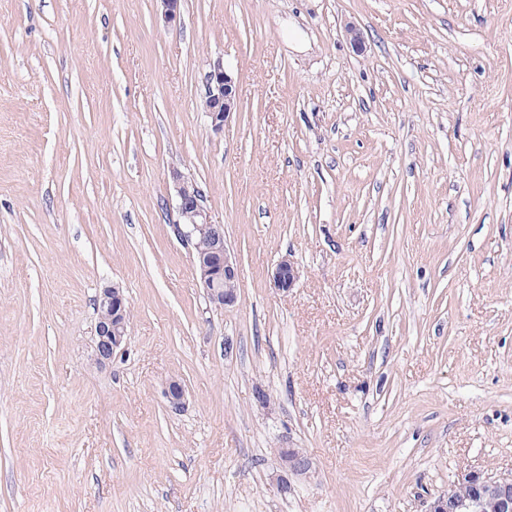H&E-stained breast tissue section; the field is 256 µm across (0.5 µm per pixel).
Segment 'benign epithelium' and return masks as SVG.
I'll return each instance as SVG.
<instances>
[{"label": "benign epithelium", "instance_id": "obj_1", "mask_svg": "<svg viewBox=\"0 0 512 512\" xmlns=\"http://www.w3.org/2000/svg\"><path fill=\"white\" fill-rule=\"evenodd\" d=\"M238 92L234 79L224 70L223 62L216 61L206 74L204 112L211 130L224 131L230 116L237 111ZM170 179L176 201V210L184 224L175 226L185 241L200 235L206 241L197 262L196 276L209 302L217 308L230 307L237 302L236 282L238 267L224 243V225L210 221L209 211L195 182L179 168L170 170ZM298 278L297 269L286 258L276 264L272 272L274 287L287 291ZM100 316L95 327L94 361L104 365L127 340L128 301L117 286L106 287L96 299ZM165 397L175 411L184 408L185 389L178 380L167 383ZM312 462L304 453L294 449L283 450L277 488L288 489L289 477L307 476ZM425 512H512V474L490 476L466 474L448 491L431 500Z\"/></svg>", "mask_w": 512, "mask_h": 512}]
</instances>
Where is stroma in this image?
<instances>
[{
    "label": "stroma",
    "instance_id": "obj_1",
    "mask_svg": "<svg viewBox=\"0 0 512 512\" xmlns=\"http://www.w3.org/2000/svg\"><path fill=\"white\" fill-rule=\"evenodd\" d=\"M280 448L313 463L284 493ZM511 472L512 0H0V512H424ZM204 110L211 130L224 131L230 116L237 111L238 92L234 79L224 70L220 60L213 63L206 74ZM170 179L176 201V210L183 223L175 226L177 234L186 242L199 234L203 250L194 262L196 276L209 302L216 308L230 307L237 302V263L224 243V227L210 221L209 211L195 182L179 168L172 167ZM185 224V225H181ZM298 278L297 269L286 258L276 264L272 272V280L274 287L279 291H288L294 286ZM96 309L101 314L95 327L94 361L104 365L127 340L128 301L123 290L113 285L103 288Z\"/></svg>",
    "mask_w": 512,
    "mask_h": 512
}]
</instances>
